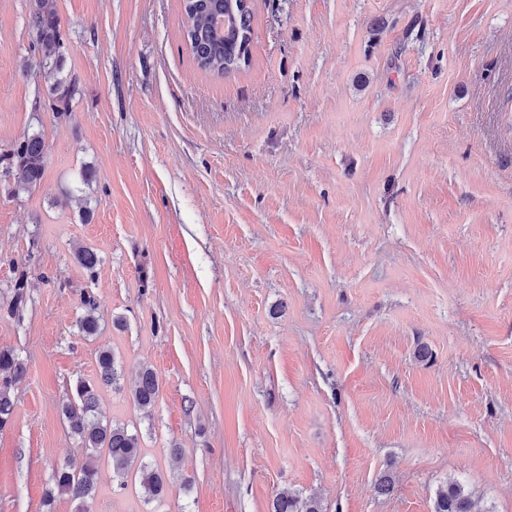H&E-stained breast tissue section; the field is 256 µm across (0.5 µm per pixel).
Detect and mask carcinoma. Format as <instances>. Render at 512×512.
Here are the masks:
<instances>
[{
    "instance_id": "obj_1",
    "label": "carcinoma",
    "mask_w": 512,
    "mask_h": 512,
    "mask_svg": "<svg viewBox=\"0 0 512 512\" xmlns=\"http://www.w3.org/2000/svg\"><path fill=\"white\" fill-rule=\"evenodd\" d=\"M182 10L184 40L199 70L228 77L249 65L254 34L251 0H182ZM29 27L37 65L50 80V108L55 118L63 121L70 116L79 94V84L77 78L63 74L69 44L61 30L57 0H30ZM48 159V145L40 131L23 136L14 141L9 150L0 153V184L4 185L7 195L18 199L39 186ZM73 256L88 279H95L101 263L97 252L78 244L73 248ZM28 287V275L22 271L12 286V296L6 308L8 315H19L27 300ZM79 305L83 310L78 320L80 335H96L100 328L96 296L89 291L82 292ZM96 362L98 382H79L72 395L61 404V414L84 453V461L78 466L66 464L52 471L46 502L53 501L57 495H67L77 502L76 512H88V503L94 498L98 483L99 452L105 453L119 488H125V478L134 470L145 501H160L167 494V478L159 469L142 462L138 432L99 416V384L118 390L121 386L118 365L111 350H99ZM26 373L27 365L16 350L0 348V430L11 421L12 390ZM159 393L157 373L148 366L142 368L130 389L135 408L151 411ZM271 512H323V509L318 499L283 488L274 495ZM433 512H473L472 496L464 482L453 478L438 487Z\"/></svg>"
}]
</instances>
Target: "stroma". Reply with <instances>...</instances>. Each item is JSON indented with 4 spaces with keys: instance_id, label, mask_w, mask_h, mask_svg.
<instances>
[{
    "instance_id": "obj_1",
    "label": "stroma",
    "mask_w": 512,
    "mask_h": 512,
    "mask_svg": "<svg viewBox=\"0 0 512 512\" xmlns=\"http://www.w3.org/2000/svg\"><path fill=\"white\" fill-rule=\"evenodd\" d=\"M252 6L250 64L224 78L193 63L181 0H57L80 88L60 122L29 0H0V149L49 145L32 194L0 191V348L27 364L0 512H75L44 498L80 455L60 404L102 349L159 376L151 415L109 387L99 413L169 487L145 502L104 460L90 512H270L284 487L432 512L453 477L476 512H512V0ZM73 256L76 262L83 268L88 279H95L101 259L91 247L78 244L73 248ZM28 287V275L26 272L22 271L19 273L18 277L15 278L14 284L12 286V296L6 308L8 315L19 317L20 310L25 305L27 300ZM80 308L83 310L82 316L78 320V330L84 337L95 336L100 328V316L98 314L99 303L96 296L83 291L79 298Z\"/></svg>"
}]
</instances>
